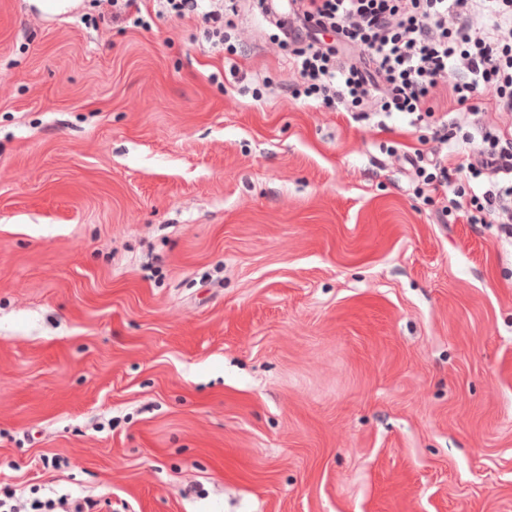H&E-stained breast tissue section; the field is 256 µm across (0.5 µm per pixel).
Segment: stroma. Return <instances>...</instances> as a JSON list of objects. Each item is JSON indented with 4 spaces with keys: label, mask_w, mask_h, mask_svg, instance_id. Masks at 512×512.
Returning a JSON list of instances; mask_svg holds the SVG:
<instances>
[{
    "label": "stroma",
    "mask_w": 512,
    "mask_h": 512,
    "mask_svg": "<svg viewBox=\"0 0 512 512\" xmlns=\"http://www.w3.org/2000/svg\"><path fill=\"white\" fill-rule=\"evenodd\" d=\"M77 5L0 0V492L512 512V241L385 154L431 128L295 98L249 5ZM112 3V22L132 20L136 25L147 26L142 9L137 0H110ZM152 9L155 15H169L176 18H184L198 9L200 0H152ZM212 7L204 14L205 22L208 26V37L213 45L222 46L229 40L228 30L235 27L232 16L236 15L234 3L241 2L235 0H209Z\"/></svg>",
    "instance_id": "stroma-1"
}]
</instances>
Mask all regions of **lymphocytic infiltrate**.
Wrapping results in <instances>:
<instances>
[{"label":"lymphocytic infiltrate","mask_w":512,"mask_h":512,"mask_svg":"<svg viewBox=\"0 0 512 512\" xmlns=\"http://www.w3.org/2000/svg\"><path fill=\"white\" fill-rule=\"evenodd\" d=\"M255 5L289 47L295 96L435 125L433 140L402 153L417 195L444 199L442 223L495 224L512 238V126L490 120L512 112V0H288L284 15L274 0ZM441 92L470 129L461 147L436 118Z\"/></svg>","instance_id":"lymphocytic-infiltrate-1"}]
</instances>
